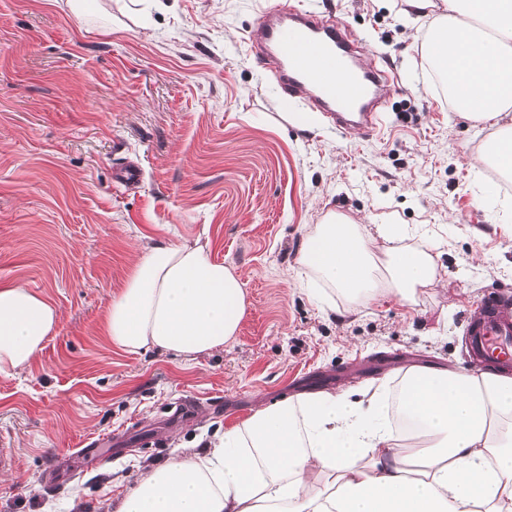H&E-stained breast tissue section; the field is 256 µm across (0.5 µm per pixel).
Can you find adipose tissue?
<instances>
[{
	"label": "adipose tissue",
	"instance_id": "adipose-tissue-1",
	"mask_svg": "<svg viewBox=\"0 0 512 512\" xmlns=\"http://www.w3.org/2000/svg\"><path fill=\"white\" fill-rule=\"evenodd\" d=\"M438 16L427 57L444 75L455 112L498 121L477 154L512 174V0H410ZM375 253L359 224L329 213L314 225L299 262L352 299L377 271L410 299L434 282L426 250L403 248L405 230L384 224ZM246 291L207 245L145 247L104 318L111 345L154 349L188 361L223 350L237 334ZM58 320L56 307L20 284L0 287V373L28 369ZM399 409L415 444L397 443L382 390L314 393L255 411L130 486L115 512H512V374L418 369L403 379ZM331 483L310 490L313 475Z\"/></svg>",
	"mask_w": 512,
	"mask_h": 512
}]
</instances>
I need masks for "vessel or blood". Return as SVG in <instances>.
<instances>
[{
	"mask_svg": "<svg viewBox=\"0 0 512 512\" xmlns=\"http://www.w3.org/2000/svg\"><path fill=\"white\" fill-rule=\"evenodd\" d=\"M249 43L275 74L283 111H292L305 93L313 112L336 131H376L380 104L390 95L395 77L360 59L357 40L342 22L303 7L267 11ZM465 346L472 368H511L512 301L484 298L472 312Z\"/></svg>",
	"mask_w": 512,
	"mask_h": 512,
	"instance_id": "1",
	"label": "vessel or blood"
}]
</instances>
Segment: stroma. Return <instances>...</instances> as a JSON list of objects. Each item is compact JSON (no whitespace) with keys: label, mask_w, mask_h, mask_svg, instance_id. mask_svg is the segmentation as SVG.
<instances>
[{"label":"stroma","mask_w":512,"mask_h":512,"mask_svg":"<svg viewBox=\"0 0 512 512\" xmlns=\"http://www.w3.org/2000/svg\"><path fill=\"white\" fill-rule=\"evenodd\" d=\"M343 21L397 76L372 137L279 110L247 50L263 13L295 2ZM436 16L406 0H0V285L59 316L31 366L0 374V512H113L123 473L258 409L310 392H393L413 365L466 372L464 331L486 295H512V201L476 155L495 132L430 90ZM142 172L115 180L125 162ZM492 187L494 200L473 197ZM427 245L413 301H348L300 267L327 212ZM207 242L247 293L235 339L186 361L111 346L102 322L144 247ZM112 438L99 455L84 442Z\"/></svg>","instance_id":"stroma-1"}]
</instances>
